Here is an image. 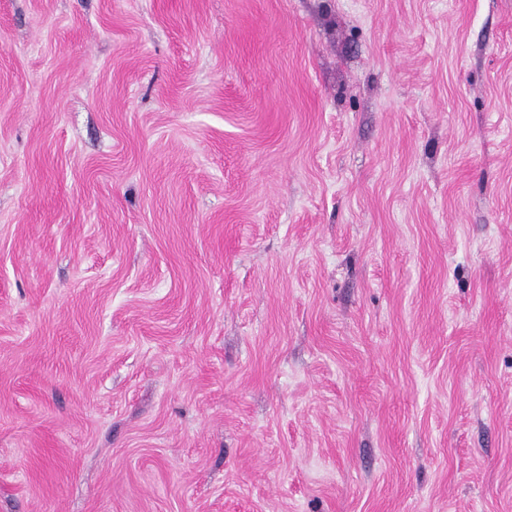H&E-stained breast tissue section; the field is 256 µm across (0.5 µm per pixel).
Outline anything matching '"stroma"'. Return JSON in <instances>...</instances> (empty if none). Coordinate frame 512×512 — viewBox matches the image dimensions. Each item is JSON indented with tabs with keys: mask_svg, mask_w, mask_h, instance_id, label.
Returning <instances> with one entry per match:
<instances>
[{
	"mask_svg": "<svg viewBox=\"0 0 512 512\" xmlns=\"http://www.w3.org/2000/svg\"><path fill=\"white\" fill-rule=\"evenodd\" d=\"M0 512H512V0H0Z\"/></svg>",
	"mask_w": 512,
	"mask_h": 512,
	"instance_id": "35a3bbf8",
	"label": "stroma"
}]
</instances>
